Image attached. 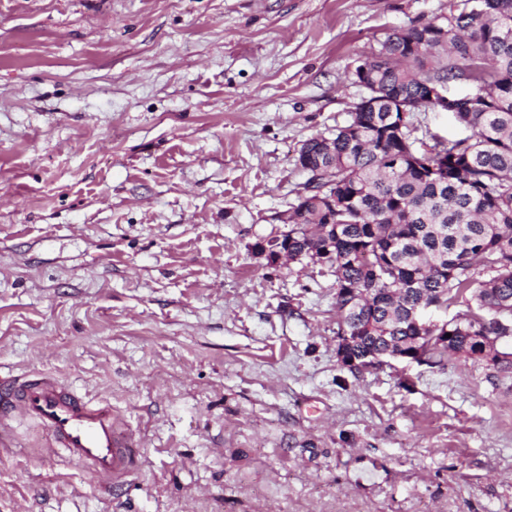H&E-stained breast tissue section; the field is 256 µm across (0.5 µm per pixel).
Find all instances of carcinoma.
I'll list each match as a JSON object with an SVG mask.
<instances>
[{"mask_svg": "<svg viewBox=\"0 0 512 512\" xmlns=\"http://www.w3.org/2000/svg\"><path fill=\"white\" fill-rule=\"evenodd\" d=\"M360 67L380 103L301 145L313 174L288 216V259L334 269L357 358L426 344L409 321L422 303L466 307L449 343L427 348L431 365L469 354L476 336H512V0L395 30ZM457 83L477 97L455 113L470 134L429 144L416 124L428 87ZM476 264L488 279L471 275Z\"/></svg>", "mask_w": 512, "mask_h": 512, "instance_id": "1", "label": "carcinoma"}]
</instances>
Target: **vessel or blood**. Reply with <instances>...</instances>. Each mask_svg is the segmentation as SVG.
I'll list each match as a JSON object with an SVG mask.
<instances>
[{"instance_id": "obj_1", "label": "vessel or blood", "mask_w": 512, "mask_h": 512, "mask_svg": "<svg viewBox=\"0 0 512 512\" xmlns=\"http://www.w3.org/2000/svg\"><path fill=\"white\" fill-rule=\"evenodd\" d=\"M18 418L49 436V452L83 465L101 482L120 485L140 468L143 450L111 405L77 394L51 374L0 383V438Z\"/></svg>"}]
</instances>
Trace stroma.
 Returning <instances> with one entry per match:
<instances>
[{
	"instance_id": "35a3bbf8",
	"label": "stroma",
	"mask_w": 512,
	"mask_h": 512,
	"mask_svg": "<svg viewBox=\"0 0 512 512\" xmlns=\"http://www.w3.org/2000/svg\"><path fill=\"white\" fill-rule=\"evenodd\" d=\"M462 0H0V375L107 400L112 498L23 421L0 512H512V372L353 370L336 277L274 261L361 59Z\"/></svg>"
}]
</instances>
